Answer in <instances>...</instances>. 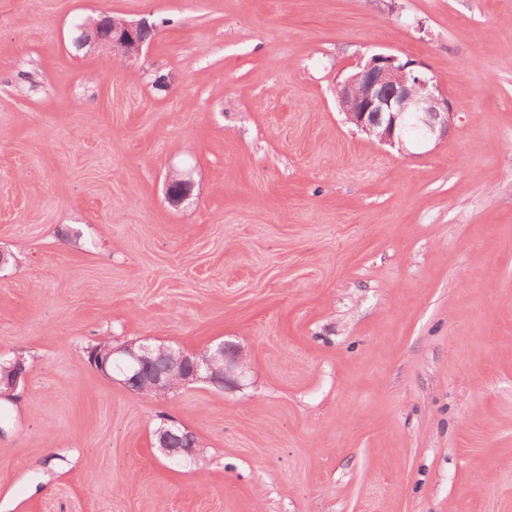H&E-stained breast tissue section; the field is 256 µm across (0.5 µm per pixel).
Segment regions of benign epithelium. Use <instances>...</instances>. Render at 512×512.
<instances>
[{
	"mask_svg": "<svg viewBox=\"0 0 512 512\" xmlns=\"http://www.w3.org/2000/svg\"><path fill=\"white\" fill-rule=\"evenodd\" d=\"M111 34L103 35L100 22L80 27L79 46L89 52H106L127 66L140 63L152 40L153 26L146 17L129 20L107 17ZM337 101L346 122L369 139L406 151L407 128L420 129L418 140L442 138L451 126L452 109L433 78L401 63L394 55L371 53L361 58L354 72L338 85ZM190 194V184L174 178L167 196L179 204ZM88 363L109 377L118 371L122 383L144 394L167 393L177 387L206 383L224 390L241 387L248 368L247 354L238 345L219 343L200 353L173 348H155L148 343L92 348ZM25 365L14 360L0 368V400L14 396L25 381ZM156 447L168 458L195 459L200 455L194 433L163 424L155 431Z\"/></svg>",
	"mask_w": 512,
	"mask_h": 512,
	"instance_id": "7a95c632",
	"label": "benign epithelium"
}]
</instances>
